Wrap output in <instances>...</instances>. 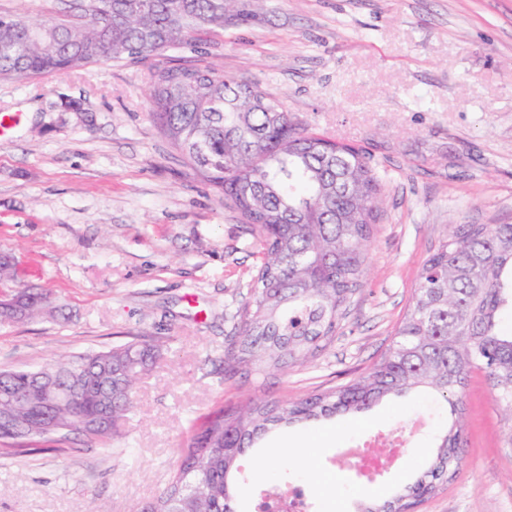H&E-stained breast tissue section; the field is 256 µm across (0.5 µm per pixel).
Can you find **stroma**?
I'll list each match as a JSON object with an SVG mask.
<instances>
[{
  "mask_svg": "<svg viewBox=\"0 0 512 512\" xmlns=\"http://www.w3.org/2000/svg\"><path fill=\"white\" fill-rule=\"evenodd\" d=\"M223 32L78 73L0 80V253L51 314L0 320V370L159 336L117 434L36 451L0 444V512H136L166 485L200 420L251 398L293 400L366 372L390 345L432 250L454 224L512 223V0H232ZM223 66L299 123L366 147L383 187L367 274L311 364L224 374L260 255L223 194L195 176L149 116L163 65ZM456 478L418 512H512V418L473 371ZM448 418L427 395L273 432L248 453L238 505L304 487L311 512H354L405 483ZM364 447L373 478L346 466Z\"/></svg>",
  "mask_w": 512,
  "mask_h": 512,
  "instance_id": "obj_1",
  "label": "stroma"
}]
</instances>
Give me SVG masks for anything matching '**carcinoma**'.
<instances>
[{"mask_svg":"<svg viewBox=\"0 0 512 512\" xmlns=\"http://www.w3.org/2000/svg\"><path fill=\"white\" fill-rule=\"evenodd\" d=\"M225 0H83L87 24L0 13V78L72 72L90 64L150 56L199 29L222 30ZM151 117L187 166L224 192L252 228L263 262L239 313L224 371L286 372L332 341L355 292L381 205L371 154L336 147L295 120L256 83L212 66H160L151 78ZM18 279L0 261V284ZM0 318L42 315L49 296L14 289ZM512 224H455L426 261L412 304L383 357L354 382L293 401L251 399L219 410L181 449L178 467L141 512H238L239 461L271 430L365 412L387 397L429 393L448 405L428 468L382 504L357 512H414L459 471L464 391L488 372L497 403L512 410ZM163 340L138 336L103 351L62 356L37 370L0 371V441L19 447L81 434L112 439L133 408L142 375Z\"/></svg>","mask_w":512,"mask_h":512,"instance_id":"carcinoma-1","label":"carcinoma"}]
</instances>
